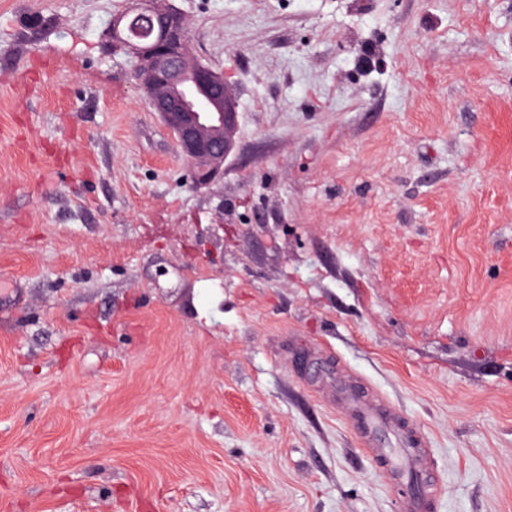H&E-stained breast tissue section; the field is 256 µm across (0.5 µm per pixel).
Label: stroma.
I'll return each instance as SVG.
<instances>
[{"instance_id": "stroma-1", "label": "stroma", "mask_w": 512, "mask_h": 512, "mask_svg": "<svg viewBox=\"0 0 512 512\" xmlns=\"http://www.w3.org/2000/svg\"><path fill=\"white\" fill-rule=\"evenodd\" d=\"M174 5L239 104L206 185L128 0H0V512H402L345 382L428 512H512V0ZM340 402L349 413V419L353 425H358L364 436L374 427L379 425H388L393 432L396 441V450H384L377 452L376 456L386 463V468L392 471L402 472L407 476L411 475L409 482L414 487V495H409L406 505V512H422L426 508L431 498L438 494V486L427 476L423 477L424 451L421 447L422 440L411 439L404 424L401 423L396 414L374 409L363 403L359 397L349 391L341 390L339 393ZM421 476L419 478L418 476Z\"/></svg>"}]
</instances>
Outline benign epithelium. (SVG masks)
I'll return each mask as SVG.
<instances>
[{
    "instance_id": "benign-epithelium-1",
    "label": "benign epithelium",
    "mask_w": 512,
    "mask_h": 512,
    "mask_svg": "<svg viewBox=\"0 0 512 512\" xmlns=\"http://www.w3.org/2000/svg\"><path fill=\"white\" fill-rule=\"evenodd\" d=\"M135 9L167 20L153 46H128L114 20L104 34V47H129L136 85L174 134L193 180L210 182L224 171L233 150L236 99L222 74L192 59L188 24L171 0H136Z\"/></svg>"
}]
</instances>
